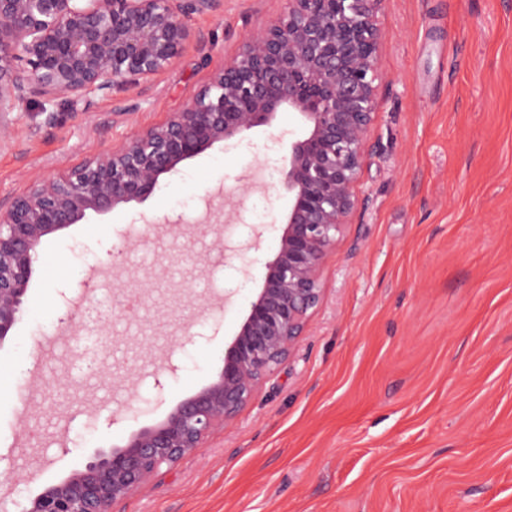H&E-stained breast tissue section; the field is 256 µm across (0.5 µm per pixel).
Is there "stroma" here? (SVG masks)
Returning a JSON list of instances; mask_svg holds the SVG:
<instances>
[{"label":"stroma","mask_w":512,"mask_h":512,"mask_svg":"<svg viewBox=\"0 0 512 512\" xmlns=\"http://www.w3.org/2000/svg\"><path fill=\"white\" fill-rule=\"evenodd\" d=\"M285 0L193 14L176 64L103 98L36 99L0 124V202L180 111ZM378 116L362 206L328 257L293 355L199 448L112 512H512V0H383ZM279 113L164 176L144 203L41 246L22 321L0 347V512L163 420L213 381L257 284L232 301L212 258L288 209L277 179L225 224L224 194L284 163ZM174 229L161 228V221ZM210 261H184L187 251ZM109 315L93 378L43 347L65 297ZM124 312H113L111 298Z\"/></svg>","instance_id":"stroma-1"}]
</instances>
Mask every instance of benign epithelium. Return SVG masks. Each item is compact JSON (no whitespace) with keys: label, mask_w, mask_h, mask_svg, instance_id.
I'll list each match as a JSON object with an SVG mask.
<instances>
[{"label":"benign epithelium","mask_w":512,"mask_h":512,"mask_svg":"<svg viewBox=\"0 0 512 512\" xmlns=\"http://www.w3.org/2000/svg\"><path fill=\"white\" fill-rule=\"evenodd\" d=\"M220 2L0 0V120L32 98L109 94L166 71L194 37L186 18ZM380 2L287 0L181 111L0 205L2 344L22 319L46 237L145 201L183 162L272 125L282 111L306 125L304 137L288 141L280 179L288 211L275 253L263 261L238 253V272L260 262L264 275L217 378L159 423L45 486L25 512H109L234 419L294 353L323 298L327 257L360 204L356 187L377 115ZM19 60L25 69H16Z\"/></svg>","instance_id":"obj_1"}]
</instances>
